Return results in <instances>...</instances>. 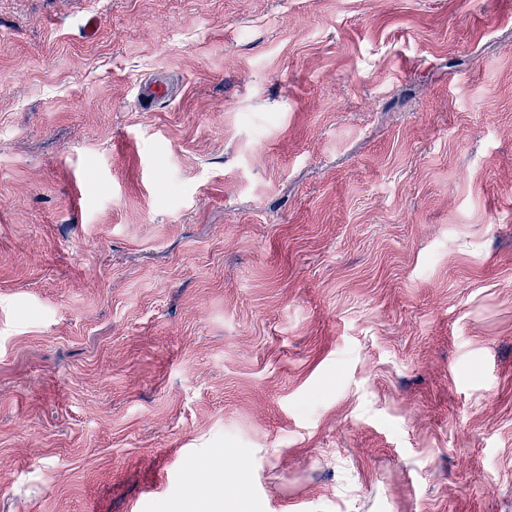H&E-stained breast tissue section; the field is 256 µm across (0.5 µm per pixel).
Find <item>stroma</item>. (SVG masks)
<instances>
[{"mask_svg": "<svg viewBox=\"0 0 512 512\" xmlns=\"http://www.w3.org/2000/svg\"><path fill=\"white\" fill-rule=\"evenodd\" d=\"M192 495L512 512V0H0V512ZM137 87V102L141 108L148 110L169 93V86L163 78L143 79Z\"/></svg>", "mask_w": 512, "mask_h": 512, "instance_id": "stroma-1", "label": "stroma"}]
</instances>
